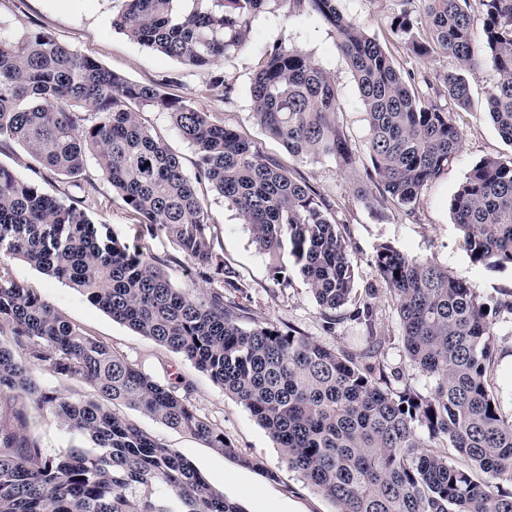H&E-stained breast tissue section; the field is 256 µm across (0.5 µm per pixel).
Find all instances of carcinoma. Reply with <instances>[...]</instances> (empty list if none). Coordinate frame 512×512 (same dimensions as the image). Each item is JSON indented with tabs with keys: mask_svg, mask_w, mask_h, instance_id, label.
I'll return each mask as SVG.
<instances>
[{
	"mask_svg": "<svg viewBox=\"0 0 512 512\" xmlns=\"http://www.w3.org/2000/svg\"><path fill=\"white\" fill-rule=\"evenodd\" d=\"M270 1L313 14L336 32L368 122V181L406 213L461 147L452 112L421 92L383 45L339 10L338 0H122L112 27L186 66L208 69L247 40L253 14ZM391 32L419 57L439 50L458 68L438 95L464 108V71L490 68L486 109L512 146V0H480L481 35L470 0H420ZM253 116L288 153L349 167L353 149L336 120L330 75L281 43L266 52L250 87ZM145 107L168 113L195 147L194 177L140 121ZM15 142L39 165L70 179L93 161L124 203L150 225L172 228L209 288H176L163 260L102 232L81 209L0 166V400L28 403L0 420V512H245L211 488L174 449L111 409L123 404L189 432L219 453L233 448L191 402L193 384H165L141 371L12 278L19 257L80 289L135 332L186 357L246 407L335 512H512V415L494 390L492 310L448 269L379 248L376 274L396 301L411 366L435 380L427 394L396 386L380 356L368 300L352 318L366 347L336 350L271 323L243 324L236 271L203 235L211 217L194 183H207L249 226L278 285L283 252L299 267L327 329L354 293L349 244L332 208L306 181L263 156L234 129L154 85L134 84L44 31L20 38L0 21V146ZM470 257L512 265V158L477 163L452 202ZM89 383L95 397L49 392L36 373ZM47 411L87 440L51 455L25 432L30 411ZM466 462L452 463L448 451Z\"/></svg>",
	"mask_w": 512,
	"mask_h": 512,
	"instance_id": "cac0c4a2",
	"label": "carcinoma"
}]
</instances>
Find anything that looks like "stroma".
I'll use <instances>...</instances> for the list:
<instances>
[{"mask_svg": "<svg viewBox=\"0 0 512 512\" xmlns=\"http://www.w3.org/2000/svg\"><path fill=\"white\" fill-rule=\"evenodd\" d=\"M119 7V0H0V20L10 23L17 36L29 28L43 29L71 50L130 82L157 84L168 96L191 101L235 129L263 154L278 159L294 177L312 185L332 206L350 245L355 288L377 291L372 304L386 364L402 381L420 393H428L435 381L413 369L405 355L394 303L389 293L377 286L374 257L381 245L389 244L408 255L436 261L492 306L506 300L512 291V266L488 267L473 262L451 211L454 194L476 163L486 158L512 157V147L501 140L484 109L485 97L495 81L493 71L485 67L466 71L470 104L453 110L462 132V148L444 173L424 187L413 213L408 214L388 202L365 203L356 197L355 189L365 180L370 166L365 148L366 114L348 63L337 48L336 34L319 19L286 14L276 5H268L252 18L243 49L224 55L211 69L200 70L113 29L112 16ZM338 7L363 25L396 65L415 79H435L455 69V62L446 56L414 55L403 40L392 34L391 21L400 11V0H339ZM283 42L310 55L333 77L340 97L337 120L354 148L351 168H343L331 158H294L256 124L250 96L252 78L266 51ZM216 74L224 75L233 84L230 101L212 95L209 85ZM140 119L179 157L186 173H194L195 148L181 137L168 115L146 108ZM0 166L36 181L50 196L61 200L80 198L87 217L102 231L129 248L166 260L165 271L175 287L190 285L194 266L183 252L176 232L143 224L113 192L95 163H88L85 174L75 184L41 168L21 145L12 143L0 149ZM197 190L211 215L205 236L212 251L236 270L247 287L244 304L248 322L289 325L321 343L348 350L364 345L366 332L352 320L350 308L341 309L335 330H327L292 258L283 260L287 285H274L269 261L253 243L248 225L242 224L210 185L200 184ZM1 264L15 280L46 300L60 317L142 371L163 382H174L180 376L192 381V401L199 415L223 430L233 454L218 453L189 433L169 428L126 406L118 404L114 410L191 461L213 489L239 502L246 512H334L321 493L289 469L282 449L251 413L191 362L112 320L78 288L49 278L22 259L8 257ZM494 333L498 348L494 382L501 408L508 414L512 412V312L499 311ZM28 429L52 455L65 454L68 448L85 443L84 438L69 434L49 413L31 417Z\"/></svg>", "mask_w": 512, "mask_h": 512, "instance_id": "1", "label": "stroma"}]
</instances>
